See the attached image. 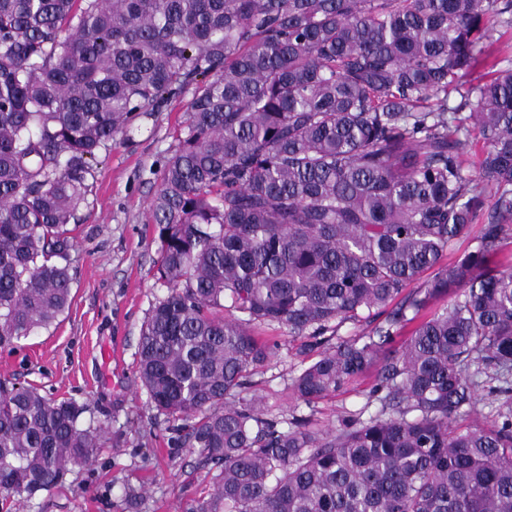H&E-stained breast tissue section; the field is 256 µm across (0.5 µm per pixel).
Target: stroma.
Wrapping results in <instances>:
<instances>
[{"mask_svg":"<svg viewBox=\"0 0 512 512\" xmlns=\"http://www.w3.org/2000/svg\"><path fill=\"white\" fill-rule=\"evenodd\" d=\"M192 96L188 89L140 113L101 151L70 252L69 307L51 327L0 349V380L74 398L104 432L90 465L18 498L15 512H185L208 487L211 474L199 466L196 451L171 447L172 424L153 408L137 372L141 327L167 293L157 280L159 242L149 204L165 157L186 132ZM256 334L272 355L253 371L248 391L263 398L270 415L304 416L326 429L376 411L368 376L313 406L296 401L290 383L302 366L299 341L278 325L258 327ZM115 348L120 360L106 359Z\"/></svg>","mask_w":512,"mask_h":512,"instance_id":"1","label":"stroma"}]
</instances>
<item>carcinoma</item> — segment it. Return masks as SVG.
I'll list each match as a JSON object with an SVG mask.
<instances>
[{
	"label": "carcinoma",
	"mask_w": 512,
	"mask_h": 512,
	"mask_svg": "<svg viewBox=\"0 0 512 512\" xmlns=\"http://www.w3.org/2000/svg\"><path fill=\"white\" fill-rule=\"evenodd\" d=\"M501 29L512 0H0V349L68 308L98 154L193 84L150 202L167 294L138 344L171 442L213 470L187 512H512V267L492 266L512 239ZM474 224L473 249L441 265ZM260 324L318 351L298 401L374 367L378 411L322 430L242 396L270 356ZM482 374L504 409L472 428L456 415ZM84 412L0 382L1 509L92 462Z\"/></svg>",
	"instance_id": "cac0c4a2"
}]
</instances>
